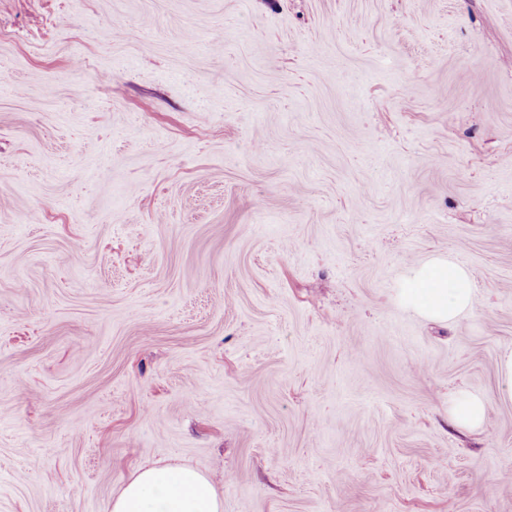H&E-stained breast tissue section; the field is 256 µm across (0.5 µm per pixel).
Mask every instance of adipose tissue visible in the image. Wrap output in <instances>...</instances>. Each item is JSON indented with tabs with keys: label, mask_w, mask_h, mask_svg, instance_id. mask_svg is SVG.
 Segmentation results:
<instances>
[{
	"label": "adipose tissue",
	"mask_w": 512,
	"mask_h": 512,
	"mask_svg": "<svg viewBox=\"0 0 512 512\" xmlns=\"http://www.w3.org/2000/svg\"><path fill=\"white\" fill-rule=\"evenodd\" d=\"M399 297L408 309L452 322L472 307L474 282L462 265L434 259L403 280ZM109 512H223V503L208 475L189 466L153 465L128 480Z\"/></svg>",
	"instance_id": "obj_1"
}]
</instances>
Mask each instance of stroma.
Instances as JSON below:
<instances>
[{"label": "stroma", "mask_w": 512, "mask_h": 512, "mask_svg": "<svg viewBox=\"0 0 512 512\" xmlns=\"http://www.w3.org/2000/svg\"><path fill=\"white\" fill-rule=\"evenodd\" d=\"M0 74V512H512V0H0ZM402 305L425 317L454 322L474 303L470 272L450 259H434L412 271L399 288ZM453 416L460 425L479 426L485 419V403L479 396L465 395L456 402ZM211 477L189 466L141 468L112 498L109 512H222Z\"/></svg>", "instance_id": "35a3bbf8"}]
</instances>
